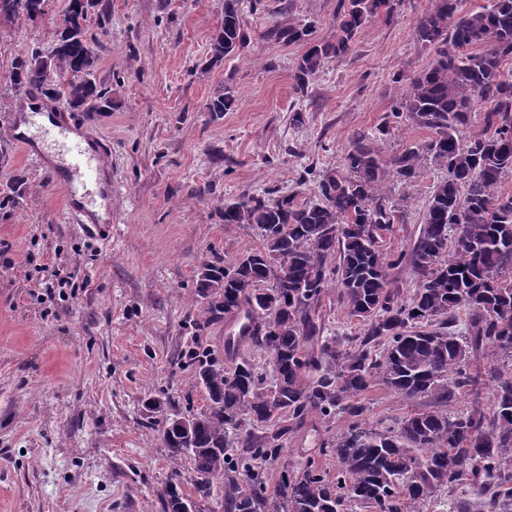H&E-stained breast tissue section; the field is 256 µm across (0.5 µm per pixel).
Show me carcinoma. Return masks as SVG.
<instances>
[{
    "mask_svg": "<svg viewBox=\"0 0 512 512\" xmlns=\"http://www.w3.org/2000/svg\"><path fill=\"white\" fill-rule=\"evenodd\" d=\"M241 0H224V19L207 61L213 66L242 47ZM46 0H0V21L34 20ZM109 0H68L53 49L17 56L11 85L38 89L90 120L112 112V89L96 81L98 56L88 24L105 27ZM395 0H340L334 42L316 43L295 67L303 91L332 58L345 54L371 18H392ZM305 23L271 37L303 41ZM416 40L436 50L429 68L409 79L403 111L434 133L425 145L381 156L368 132L353 133L342 167L320 174L321 202L297 194L252 196L224 202L226 224L257 227L261 247L234 260L219 254L198 273L196 295L202 331L242 308L254 323L248 345L267 355L259 367L239 351L221 359L190 350L206 409L175 411L192 422L178 434L165 421L164 446L174 461H192L199 497L222 477L230 493L224 512H346L361 503L372 512H414L413 505L439 489H454L467 473L488 483L489 512L512 506V194L498 192L512 171V0L462 13L459 0H434L415 27ZM487 106L481 136L463 142L458 128L473 103ZM230 92L207 109L221 117L232 108ZM447 171L429 198L424 224L410 254L415 288L409 299L390 287L401 263L384 251L382 233L394 223L397 204L383 192L392 173L404 182L422 155ZM365 324L355 347L340 336L321 335L317 309L326 291ZM465 311L464 336L457 332ZM488 351L493 407L474 404L453 415L422 408L398 427L378 430L363 420L357 398L375 384L410 402L440 404L476 391L482 372L472 368ZM346 419L343 430L321 443L336 458V478L309 461L287 469L269 492L264 471L279 463L288 432L311 415ZM163 512H184L188 497L177 484L164 496Z\"/></svg>",
    "mask_w": 512,
    "mask_h": 512,
    "instance_id": "cac0c4a2",
    "label": "carcinoma"
}]
</instances>
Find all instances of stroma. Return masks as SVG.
<instances>
[{"label": "stroma", "mask_w": 512, "mask_h": 512, "mask_svg": "<svg viewBox=\"0 0 512 512\" xmlns=\"http://www.w3.org/2000/svg\"><path fill=\"white\" fill-rule=\"evenodd\" d=\"M66 3L47 0L42 18L0 24V197L13 175L24 179L0 208V512H163L166 485L178 480L194 495L195 472L170 460L151 404L203 410L181 355L196 344L224 352L223 323L193 330L197 273L213 254L233 260L261 245L257 228L225 223V201L271 192L319 202L317 173L342 165L359 129L387 156L431 140L390 114L405 79L435 57L414 35L432 0H398L392 19L373 18L302 91L294 73L306 44L266 32L310 22L312 41L335 40L339 0H243L246 43L210 69L224 0H110L109 23L89 34L116 107L99 120L69 116L86 139L110 143L103 239L83 232L47 165L10 137L27 97L6 80L12 62L52 50ZM225 91L233 107L213 118L207 105ZM444 175L425 159L411 182L385 179L386 194L405 199L383 235L389 253L409 252ZM53 260L73 272L72 287H42L40 268ZM361 402L380 429L415 409L382 386ZM344 425L309 419L289 435L281 467L266 471L267 486L310 460L335 474L319 446Z\"/></svg>", "instance_id": "1"}]
</instances>
